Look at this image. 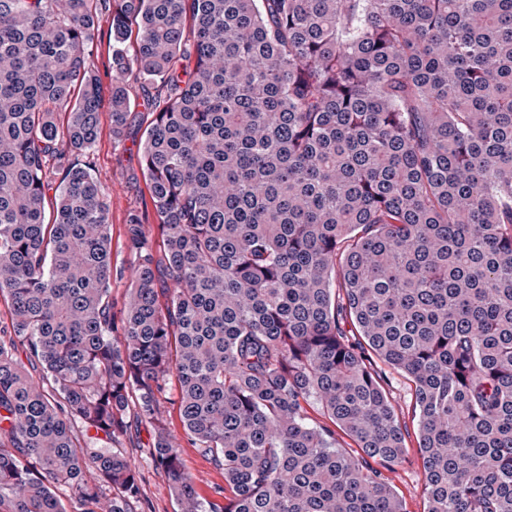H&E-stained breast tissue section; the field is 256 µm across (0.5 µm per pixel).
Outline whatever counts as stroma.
<instances>
[{
	"instance_id": "35a3bbf8",
	"label": "stroma",
	"mask_w": 512,
	"mask_h": 512,
	"mask_svg": "<svg viewBox=\"0 0 512 512\" xmlns=\"http://www.w3.org/2000/svg\"><path fill=\"white\" fill-rule=\"evenodd\" d=\"M131 114L122 138L112 136V118L109 104H102L99 112L100 135L89 154L82 156V164L88 165L93 177L108 191L109 218L112 224V317L121 319L128 299L130 268L134 256L128 247V219L131 213H139L145 227L154 223L148 204L149 191L141 169V152L147 132L148 106L140 89L131 91ZM387 392L401 425L406 430V445L410 450L408 460L393 469H380L381 479L401 499L405 512H427V500L423 493L424 473L416 448L418 415L410 383L406 376L392 369H384ZM178 385L169 380L166 399L161 411L170 434L176 438L186 471L192 476L195 488L202 497H209L214 486L223 484L222 474L197 448L187 442L179 416L176 398ZM153 439L152 428L140 420L129 423L128 431L120 440L112 442L104 438L91 440L94 448H104L128 457L139 470L145 499L150 512H178L177 502L167 480L155 469L148 448Z\"/></svg>"
}]
</instances>
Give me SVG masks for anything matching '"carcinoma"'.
Wrapping results in <instances>:
<instances>
[{"mask_svg": "<svg viewBox=\"0 0 512 512\" xmlns=\"http://www.w3.org/2000/svg\"><path fill=\"white\" fill-rule=\"evenodd\" d=\"M102 23L112 136L132 85L163 102V252L131 217L118 327L107 193L70 160L99 136ZM4 295L0 512H66L59 489L145 512L130 460L74 433L132 415L179 512H404L370 467L409 454L372 355L413 383L427 512H512V0H0ZM178 385L175 378L167 383V399L161 405V411L166 421L169 433L176 438L180 445L179 451L186 471L192 476L197 492L205 498L211 494L212 488L216 485H224V477L215 469L211 461L203 456L197 448L187 442L179 410L175 400L177 399Z\"/></svg>", "mask_w": 512, "mask_h": 512, "instance_id": "1", "label": "carcinoma"}]
</instances>
